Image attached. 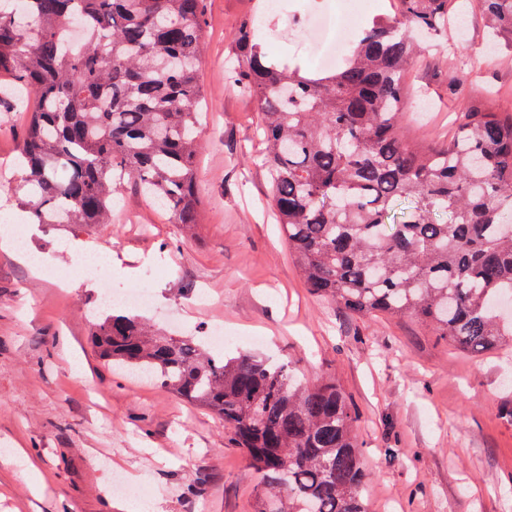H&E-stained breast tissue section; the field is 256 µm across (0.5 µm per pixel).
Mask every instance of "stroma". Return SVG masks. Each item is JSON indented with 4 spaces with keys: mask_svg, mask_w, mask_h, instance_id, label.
<instances>
[{
    "mask_svg": "<svg viewBox=\"0 0 512 512\" xmlns=\"http://www.w3.org/2000/svg\"><path fill=\"white\" fill-rule=\"evenodd\" d=\"M335 0H204L206 51L197 156L201 222L193 235L124 181L112 221L92 230L27 226L22 255L0 250V512H117L121 478L142 487L155 512H253L257 477L224 439V424L160 385L109 369L89 336L98 305L94 281L75 274L70 253L107 261L115 288L158 275L143 317L196 336L224 324L227 354L256 352L296 366L311 380L335 378L357 409L358 446L369 478V512H512V350L459 352L412 319H367L312 296L277 224L256 101L224 75L239 21L262 18L273 56L318 72L294 14ZM447 43L422 49L409 71L412 101L403 131L447 136L456 101L450 85L459 45L471 54L469 95L512 97V46L485 48L483 19L465 5ZM25 115L0 125V233L24 222L8 199L22 181L11 163ZM42 258L58 278L34 273ZM79 359L74 371L71 359ZM33 461L43 478L32 490Z\"/></svg>",
    "mask_w": 512,
    "mask_h": 512,
    "instance_id": "35a3bbf8",
    "label": "stroma"
}]
</instances>
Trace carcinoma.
Wrapping results in <instances>:
<instances>
[{"label": "carcinoma", "instance_id": "1", "mask_svg": "<svg viewBox=\"0 0 512 512\" xmlns=\"http://www.w3.org/2000/svg\"><path fill=\"white\" fill-rule=\"evenodd\" d=\"M0 0V112L30 96L15 196L30 224L109 220L134 179L168 218L199 223L203 0ZM399 19L352 31V54L317 77L265 53L255 17L234 35L227 77L261 110L272 199L309 291L354 315L413 318L470 353L512 346V110L457 108L447 141L400 131L412 32L448 38L456 0H400ZM512 42V0H477ZM100 361L154 376L224 421L260 492L254 512H368L358 416L334 380L287 363L214 354L124 311L91 333Z\"/></svg>", "mask_w": 512, "mask_h": 512}]
</instances>
